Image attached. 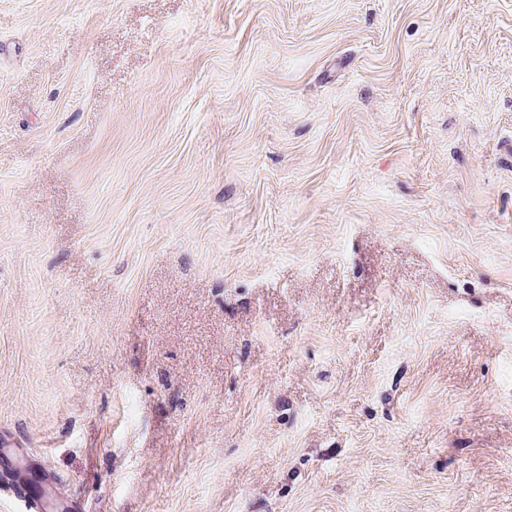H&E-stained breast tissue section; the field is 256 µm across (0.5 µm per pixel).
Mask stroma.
<instances>
[{"label": "stroma", "mask_w": 512, "mask_h": 512, "mask_svg": "<svg viewBox=\"0 0 512 512\" xmlns=\"http://www.w3.org/2000/svg\"><path fill=\"white\" fill-rule=\"evenodd\" d=\"M89 512H512V0H0V427Z\"/></svg>", "instance_id": "stroma-1"}]
</instances>
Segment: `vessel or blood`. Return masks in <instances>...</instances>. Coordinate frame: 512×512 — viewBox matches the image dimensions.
Listing matches in <instances>:
<instances>
[{
  "mask_svg": "<svg viewBox=\"0 0 512 512\" xmlns=\"http://www.w3.org/2000/svg\"><path fill=\"white\" fill-rule=\"evenodd\" d=\"M0 486L7 488L27 512H86L83 503L57 486L36 466L15 437L0 432Z\"/></svg>",
  "mask_w": 512,
  "mask_h": 512,
  "instance_id": "b4317fda",
  "label": "vessel or blood"
}]
</instances>
